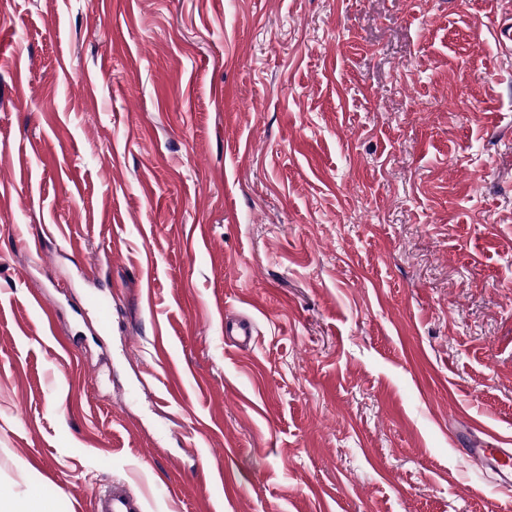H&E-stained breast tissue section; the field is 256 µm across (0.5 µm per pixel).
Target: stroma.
Wrapping results in <instances>:
<instances>
[{
	"mask_svg": "<svg viewBox=\"0 0 512 512\" xmlns=\"http://www.w3.org/2000/svg\"><path fill=\"white\" fill-rule=\"evenodd\" d=\"M506 11L0 0V492L512 512ZM472 429L485 434L490 440L480 444V448H462L465 455L479 463L483 468L490 469L500 477V485L512 487V448L511 440L488 433L481 424L474 423Z\"/></svg>",
	"mask_w": 512,
	"mask_h": 512,
	"instance_id": "obj_1",
	"label": "stroma"
}]
</instances>
